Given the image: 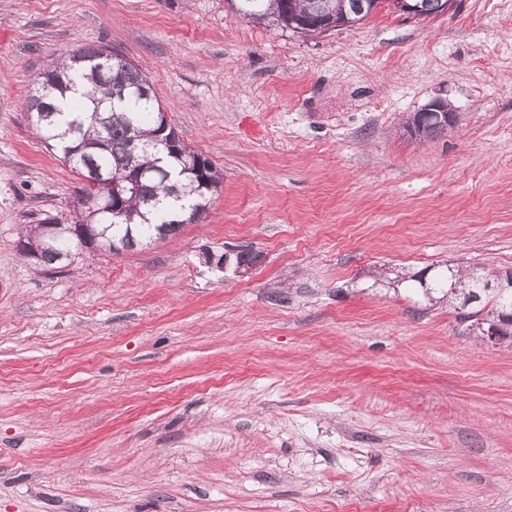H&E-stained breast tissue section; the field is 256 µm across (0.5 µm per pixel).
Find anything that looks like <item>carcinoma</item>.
<instances>
[{
	"mask_svg": "<svg viewBox=\"0 0 512 512\" xmlns=\"http://www.w3.org/2000/svg\"><path fill=\"white\" fill-rule=\"evenodd\" d=\"M233 9L253 23H267L301 35L317 32L316 23L332 20L355 26L376 12L377 0H228ZM104 46H81L53 59L34 81L35 94L26 105L30 124L64 163L83 177L96 173L107 182L96 207L82 206L76 223L86 225L84 238L68 236L60 245L79 249L112 250V242L139 244L176 235L183 225L199 221L220 173L208 158L178 140L169 150L160 145L169 131L152 108L153 89L148 77L130 61L112 60ZM91 89L87 101L65 112L58 100L76 82ZM406 130L419 138H434L448 130L425 112H416ZM146 177L131 185L129 170ZM120 193V214L112 213L113 190ZM500 274H477L459 268L449 274L436 271L425 291L448 293L455 287L456 309L483 331L502 323L512 332V291L487 288Z\"/></svg>",
	"mask_w": 512,
	"mask_h": 512,
	"instance_id": "cac0c4a2",
	"label": "carcinoma"
}]
</instances>
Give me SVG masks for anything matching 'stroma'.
Here are the masks:
<instances>
[{
  "label": "stroma",
  "mask_w": 512,
  "mask_h": 512,
  "mask_svg": "<svg viewBox=\"0 0 512 512\" xmlns=\"http://www.w3.org/2000/svg\"><path fill=\"white\" fill-rule=\"evenodd\" d=\"M104 45L224 172L203 223L48 274L84 185L23 102ZM435 100L432 140L406 117ZM249 245L244 274L202 254ZM512 272V0L304 36L228 0H0V512H512V344L411 274ZM424 110V109H423ZM415 112L411 119L407 122L406 131L408 130L411 135H415L420 139L434 138L452 127L455 121L453 110L447 107L442 102H432L424 110ZM426 112H448V125H443L437 121L432 120Z\"/></svg>",
  "instance_id": "35a3bbf8"
}]
</instances>
